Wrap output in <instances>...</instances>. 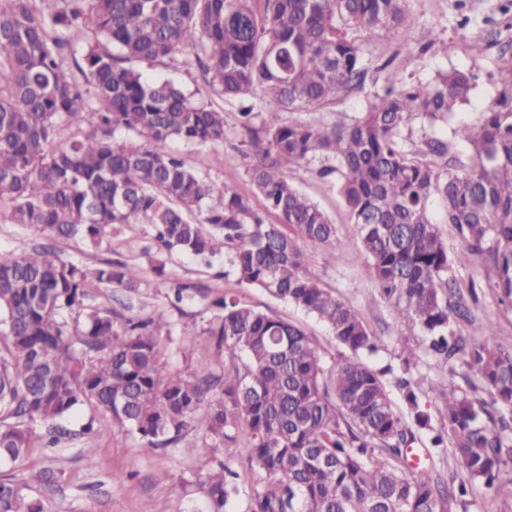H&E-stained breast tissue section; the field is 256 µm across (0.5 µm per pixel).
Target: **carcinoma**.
<instances>
[{
  "label": "carcinoma",
  "instance_id": "1",
  "mask_svg": "<svg viewBox=\"0 0 512 512\" xmlns=\"http://www.w3.org/2000/svg\"><path fill=\"white\" fill-rule=\"evenodd\" d=\"M414 28L402 0H51L45 8L0 0V222L93 248L148 224L168 253L209 260L224 252V275L313 315L350 351L328 368L301 325L224 292L210 301L218 316L204 335L230 365L221 375L173 371L158 335L164 311L119 333L112 317L83 304L91 285L138 292L139 268L107 261L88 269L20 241L0 249L8 326L0 461L90 433V423L78 433L60 426L88 406L148 450L192 422L223 445L218 471L199 480L204 512H458L475 482L512 503V349L496 344L490 322L470 339L460 334V322L475 320L476 296L455 277L457 266L473 264L512 302V66L500 71L482 123L454 130L473 159L463 174L445 160L448 143L433 127L467 101L474 76L466 71L441 74L431 87L389 88L330 125L254 128L259 110L309 112L363 90L371 77L364 41ZM177 55L239 108L254 149L250 181L280 223L266 222L247 194L216 192L170 151L173 140H224V113L130 66ZM413 119L426 131L409 151ZM64 126L79 132L62 144ZM322 158L334 161L320 174L338 175L353 238L339 236L290 180L291 166ZM435 202L465 241L462 253L448 251ZM299 240L364 256L380 298L421 336L403 346L400 370L367 360L380 338L307 274ZM74 309L84 319L71 331L64 313ZM422 353L460 362L490 399L450 383L433 388L431 413L413 374ZM417 444L451 452L458 482L412 471ZM54 479L48 468L0 479V512H44L24 489Z\"/></svg>",
  "mask_w": 512,
  "mask_h": 512
}]
</instances>
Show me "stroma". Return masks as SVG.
<instances>
[{
  "mask_svg": "<svg viewBox=\"0 0 512 512\" xmlns=\"http://www.w3.org/2000/svg\"><path fill=\"white\" fill-rule=\"evenodd\" d=\"M405 8L417 19L411 39L395 33H384L368 43L365 55L371 68L376 69L375 81L367 82L363 91L349 94L335 107L315 112H282L259 114L255 124L262 127L274 122L295 119L314 124H329L335 110L357 114L364 110L374 93L384 92L389 82L426 86L439 74L455 69L475 75L476 81L468 103L456 111L451 125L439 126L438 132L447 139L452 156L460 170H468L471 160L466 149L454 137L453 127L460 123L479 124L484 109L497 96L493 73L504 62L494 34L506 23L500 12L501 0H405ZM487 42L482 53H474V41ZM143 71L151 77L170 79L196 94L210 108L223 112L225 136L222 142L187 148L173 143L175 151L183 153L187 162L207 177L216 188L232 187L252 195L253 186L247 176L252 156L234 154L233 148L244 138L236 106L225 102L222 95L212 92L197 69H186L180 61L146 63ZM320 162L293 166L290 176L294 185L317 203L336 224L340 233L353 235L344 201L338 193L336 178L319 174ZM28 238L38 246L50 245L66 260H74L93 268L105 260H121L141 269L144 282L138 294L131 295L119 288L92 289L86 303L112 311L115 322L128 318H147L165 311L168 324L160 331V339L169 357L171 368L192 373L202 369L222 373L224 359L214 347L202 343L187 344L190 336L201 335L212 317L207 307L208 297L225 291H239L244 301L256 310L300 323L315 340L327 365H334L345 356L327 328L312 315L275 299L256 288H240L235 277L224 276L227 263L216 256L205 263L190 256L171 254L159 256L151 229L145 224L125 227L113 236L111 248L93 249L62 240L52 241L33 229L16 224H0V248H10L18 237ZM307 271L319 280L323 288L353 307L368 329L380 337L382 345L371 358L376 367L398 365V355L404 343L417 342L409 325L395 319L380 298L365 259L354 250H340L327 255L323 249L305 245ZM166 263V278H157L152 268L157 260ZM462 283H475L478 293L477 314L492 322L502 347L512 348V308L502 305L493 288L479 277L475 265L457 267ZM178 283L198 288L200 298L170 306L167 295ZM94 420V431L86 438L62 443L55 452L44 453L33 448L20 461L0 463V476L14 478L50 468L62 478L46 488L29 489L31 497L42 500L45 512H201L203 499L197 479L217 468L224 451L212 447L203 428L191 424L177 440L166 447L147 451L137 438L113 424L110 417L94 414L81 407L69 418V427L76 428Z\"/></svg>",
  "mask_w": 512,
  "mask_h": 512,
  "instance_id": "obj_1",
  "label": "stroma"
}]
</instances>
